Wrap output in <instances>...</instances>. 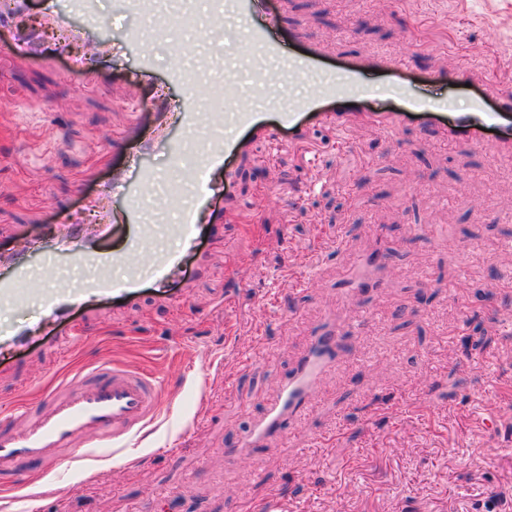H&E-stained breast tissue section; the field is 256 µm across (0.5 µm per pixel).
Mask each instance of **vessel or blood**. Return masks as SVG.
I'll use <instances>...</instances> for the list:
<instances>
[{
	"mask_svg": "<svg viewBox=\"0 0 512 512\" xmlns=\"http://www.w3.org/2000/svg\"><path fill=\"white\" fill-rule=\"evenodd\" d=\"M281 2L226 0L224 10L216 11L212 19L216 28L222 27L228 11L251 20L252 48L240 61L254 71L263 86L278 82L277 77L267 74V58L281 57L285 72L294 74L303 68L323 67L330 57L325 45L310 42L298 31L287 34L289 42L300 46V53L284 52L277 39L278 33L285 32ZM51 4L53 11L81 15L87 26H96L98 22L97 0H51ZM112 53L137 59L142 75H149L152 59L136 29H127L113 41ZM217 67L214 59L204 57L194 76H187L174 66L169 78L171 83L188 90L194 81L207 78ZM341 69L343 82L340 86H326L318 95L294 101L268 117L240 107L239 90L229 77L225 78L223 86L215 87L214 99L219 106L211 112H197L194 99L188 93L177 100L161 101L156 117L157 133H164L172 126H202L212 140L222 141L224 122L230 117L240 126L244 138L225 144L222 152L210 154L205 160L184 144L172 152L171 159L182 178L170 187V196L181 197L193 185L199 186L200 192L185 208L182 223L159 228L145 223L140 209L141 201L148 198L154 188V171L146 159L148 149L141 146L129 152L123 164L115 168L102 194L125 202L120 221L136 227L132 250L109 255L101 249V240L111 231L107 224L91 228L81 224L50 227L43 231L35 246L46 257L42 267L45 277H52L57 265L78 258L96 269L94 279L83 289L85 297L114 292L126 299H135L144 276L134 250L162 235L191 236L198 224L213 215L208 193L209 169L221 166L225 155L246 150L259 137L283 143L299 139L312 126L347 128L356 122L368 121L385 129L409 124L434 125L443 130L448 140L482 143L490 139L493 128L512 125V92L483 75L474 64L457 68L451 74L454 83L470 84L479 89L466 113L453 112L451 103L445 99L431 102L413 97L401 80L409 70L404 57L380 53L346 57ZM369 72L384 76L379 92L392 100L390 110L382 112L365 106L361 82ZM32 249H16L8 256L6 265L11 272L0 279V304L19 306L25 302L26 296L19 285L29 273ZM114 261L124 263L129 270L127 283L120 287L113 285L111 279L110 264ZM387 274L380 247H373L355 256L341 280L339 291L345 299L354 300L359 284L382 287ZM361 327V321L349 318L340 323L328 320L321 325L311 337L308 349L299 357L293 373L281 384L276 399L236 448V456L260 447L280 434L285 425L295 424L307 415L322 378L336 370L341 362L343 337L356 335ZM164 390L163 381L154 372L101 359L79 373L76 380H63L54 385L36 405L17 406L1 414L0 485L17 487L34 465L50 472L66 464L85 461L93 448L112 453L131 450L137 437L161 415Z\"/></svg>",
	"mask_w": 512,
	"mask_h": 512,
	"instance_id": "obj_1",
	"label": "vessel or blood"
}]
</instances>
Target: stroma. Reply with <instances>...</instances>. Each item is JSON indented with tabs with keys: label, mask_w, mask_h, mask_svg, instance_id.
I'll use <instances>...</instances> for the list:
<instances>
[{
	"label": "stroma",
	"mask_w": 512,
	"mask_h": 512,
	"mask_svg": "<svg viewBox=\"0 0 512 512\" xmlns=\"http://www.w3.org/2000/svg\"><path fill=\"white\" fill-rule=\"evenodd\" d=\"M289 28L336 41L343 55L398 52L411 93L452 98L475 90L450 71L473 63L512 92V0H286ZM102 27L30 61L0 28V253L24 232L73 221L103 223L121 199L90 207L130 145L131 113L153 123L176 42L189 28L158 30L119 0H98ZM142 30L151 77L135 59L103 53L97 89L70 66L87 40ZM218 243L201 237L206 272L184 296L158 304L144 288L132 304L106 298L54 318L31 299L0 315L23 340L0 351V410L33 402L60 377L102 358L161 373L165 408L133 456L100 453L90 472L31 471L0 490V512H512V328L490 322L478 361L463 354V320L476 292L512 300V166L489 144L445 143L435 127L346 134L317 126L281 145L258 138L230 160ZM351 246L389 247L384 288L347 344L313 409L268 446L232 459L293 372L317 326L344 316L337 301L338 234ZM499 276H490V268ZM315 271L312 287L297 285ZM184 338L175 356L162 343ZM504 416L501 430L485 418Z\"/></svg>",
	"instance_id": "stroma-1"
}]
</instances>
